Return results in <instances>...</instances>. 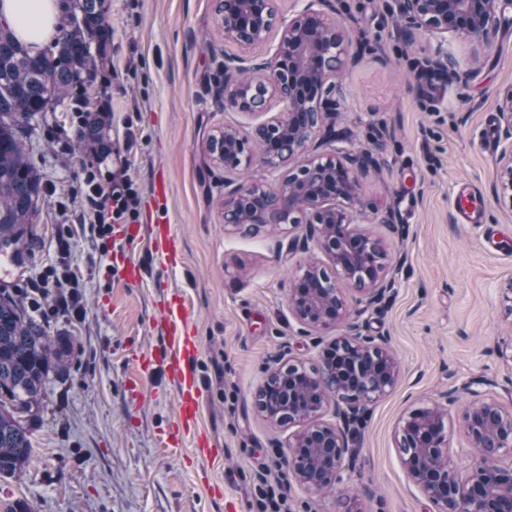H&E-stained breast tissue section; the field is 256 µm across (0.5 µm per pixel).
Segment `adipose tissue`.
<instances>
[{
    "instance_id": "obj_1",
    "label": "adipose tissue",
    "mask_w": 512,
    "mask_h": 512,
    "mask_svg": "<svg viewBox=\"0 0 512 512\" xmlns=\"http://www.w3.org/2000/svg\"><path fill=\"white\" fill-rule=\"evenodd\" d=\"M59 19L57 0H0V20L34 49L55 34Z\"/></svg>"
}]
</instances>
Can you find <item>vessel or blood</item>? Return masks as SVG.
Returning a JSON list of instances; mask_svg holds the SVG:
<instances>
[{
  "mask_svg": "<svg viewBox=\"0 0 512 512\" xmlns=\"http://www.w3.org/2000/svg\"><path fill=\"white\" fill-rule=\"evenodd\" d=\"M176 241L169 224L154 225L152 254L156 265L164 268L173 265ZM162 313L161 327L168 342L162 361L177 392L178 420L173 438L189 444L196 457L213 459L214 450L210 436L200 424L202 383L196 371L200 342L188 328L189 311L179 291H167Z\"/></svg>",
  "mask_w": 512,
  "mask_h": 512,
  "instance_id": "vessel-or-blood-1",
  "label": "vessel or blood"
}]
</instances>
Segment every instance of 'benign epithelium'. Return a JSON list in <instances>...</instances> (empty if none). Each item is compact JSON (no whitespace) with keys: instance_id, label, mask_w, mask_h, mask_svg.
<instances>
[{"instance_id":"7a95c632","label":"benign epithelium","mask_w":512,"mask_h":512,"mask_svg":"<svg viewBox=\"0 0 512 512\" xmlns=\"http://www.w3.org/2000/svg\"><path fill=\"white\" fill-rule=\"evenodd\" d=\"M408 24L421 33L462 38L485 45L496 15L512 8V0H398ZM215 13L224 40L242 47L265 42L277 25L273 0H215ZM343 29L318 10L306 9L280 26L272 56L250 66L239 56L224 57V107L243 114L266 113L268 100L281 105L280 112L253 126L246 135L224 127L217 142L207 139V148L229 168L255 162L286 168L277 192L260 184H224V223L238 230L258 231L268 224H287L296 235L287 249L308 247L315 240L346 282L358 287L365 308L386 298L395 280L387 277L386 252L381 241L351 227L353 213L362 211L358 170L376 167L379 160L368 150L351 151L338 146L345 140L335 124L326 121L335 109V96L343 88L337 79L352 60ZM448 51L439 47L423 70L430 79L451 81L458 72L451 68ZM252 72L249 80L239 77ZM501 135L509 151L499 158L500 186L512 191V88L499 103ZM326 152L312 145L316 136ZM264 147L256 157L250 141ZM303 157L306 165L290 167ZM307 202L310 219L295 224L291 218L296 199ZM288 306L305 331L330 325L343 327V334L322 350L319 372L311 375L296 365L269 372L254 394V404L277 426H299L288 442V458L295 478L315 492H328L341 482L349 446L350 425L369 404L385 397L395 387L399 367L387 348V338L367 333L366 323L349 321L339 287H325L322 267L307 265L288 293ZM347 393L334 401L336 423L323 421L329 406L327 391ZM447 405L434 402L411 411L401 419L397 438L408 477L437 507V512H512V466L501 465L502 456H512V409L492 399H481L462 416L467 434L478 448L465 482L445 461L448 432Z\"/></svg>"}]
</instances>
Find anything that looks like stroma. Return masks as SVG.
<instances>
[{
  "instance_id": "stroma-1",
  "label": "stroma",
  "mask_w": 512,
  "mask_h": 512,
  "mask_svg": "<svg viewBox=\"0 0 512 512\" xmlns=\"http://www.w3.org/2000/svg\"><path fill=\"white\" fill-rule=\"evenodd\" d=\"M109 39L97 56L90 91L74 89L55 111L36 117L24 136L43 177L39 211L29 226L31 251L1 273L9 288L37 299L49 335L74 341L64 380H49L35 418L34 461L0 482V512L14 501L34 512H255L253 476L268 469L288 488L292 512H434L408 478L396 430L411 410L451 393L448 458L467 478L475 450L459 424L471 405L466 383L512 409V196L499 186L505 146L498 98L512 87V10L498 15L490 47L449 38L460 76L419 80L438 37L415 31L397 0H336L334 18L355 58L339 74L345 92L334 120L356 148L383 164L358 174L364 205L357 229L380 238L396 286L380 311L365 310L351 287L352 319L387 337L399 364L394 390L371 405L357 427L337 489L317 493L289 467L294 428L270 424L253 403L268 369L318 365L340 330L305 331L288 308L301 266L329 259L317 246L281 251L288 234L262 228L245 235L224 224V183L277 189L281 171L253 164L224 168L208 137L251 118L225 108L224 59L239 54L215 22L213 0H105ZM104 111L107 149L79 140L88 110ZM125 170L136 184V216L96 233L85 170ZM166 181L165 200L156 185ZM474 191L481 221L457 222L455 200ZM398 222L384 224L386 208ZM164 216L178 237L174 268L151 258L150 224ZM146 268L144 285L126 281L127 259ZM179 290L201 350V423L218 450L195 459L166 434L176 390L164 366L142 356L164 348L160 300ZM66 297L68 310L56 300ZM137 391H129L130 380Z\"/></svg>"
}]
</instances>
